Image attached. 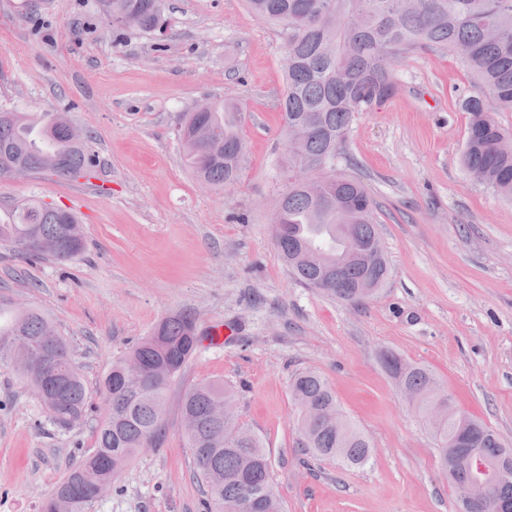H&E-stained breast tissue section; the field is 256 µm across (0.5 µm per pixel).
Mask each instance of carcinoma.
Here are the masks:
<instances>
[{"instance_id": "1", "label": "carcinoma", "mask_w": 512, "mask_h": 512, "mask_svg": "<svg viewBox=\"0 0 512 512\" xmlns=\"http://www.w3.org/2000/svg\"><path fill=\"white\" fill-rule=\"evenodd\" d=\"M258 20L281 27L288 56L285 90L279 100L283 132L300 134L302 153L285 146L282 167L325 162L318 175L330 188L313 194L288 181V203L273 223L288 225V237L274 235L289 271L301 283L349 304H360L364 286L376 292L389 269L379 237L374 203L361 183L336 170V157L356 115L390 97L397 88L395 64L424 51L454 56L470 73L474 91L462 100L469 115L461 153L465 170L477 181L512 198V130L496 120L512 112V0H246ZM135 28L151 31L163 0H136ZM237 103L211 102L204 112H186L179 120L178 141L193 174L221 189L238 177L244 152ZM68 118L33 119L23 112H0V177L17 166L30 173L50 171L73 177L94 167L88 139L70 136ZM0 245L18 258L50 257L69 261L81 255L85 240L76 216L37 201L14 206L0 222ZM28 341L55 353L61 387L41 396L49 418L70 427L87 417V393L71 370L72 353L52 320L36 309L14 311L0 301V369H9L33 384L27 366L13 350V340ZM199 336L194 318L185 312L163 318L153 332L112 362L102 394L110 407L96 424L95 450L75 462L66 480L43 501L41 512H92L96 498L89 487L110 484L146 445H158L166 429L169 383L142 380L137 391L122 386L127 362L148 366L168 363L178 377L194 354ZM385 370L415 393L410 402L424 418L438 447L464 457L475 451L488 460H512L508 448L486 425L457 409L433 373L393 353L382 356ZM291 397L299 408L302 448L314 457L362 466L370 457L368 438L341 413L328 381L314 371L295 374ZM219 401L235 402L232 387L222 382L187 387L181 416L192 423L181 433L193 456L195 475L206 488V512H239L247 497L264 502V512H280L262 439L255 435L234 449L210 410ZM490 500L512 503V481L495 483Z\"/></svg>"}]
</instances>
